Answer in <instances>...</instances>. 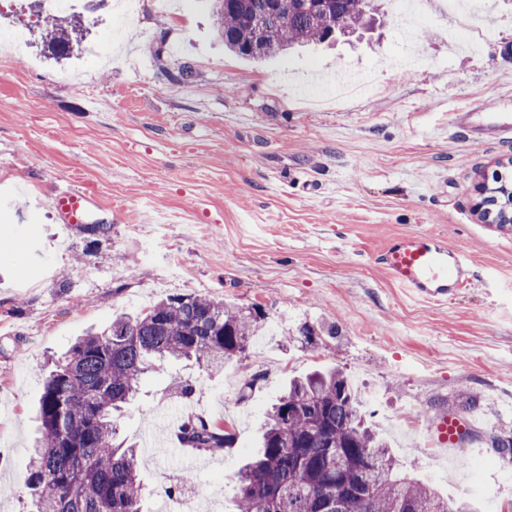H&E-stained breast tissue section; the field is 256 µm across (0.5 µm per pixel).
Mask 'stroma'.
<instances>
[{
	"label": "stroma",
	"instance_id": "35a3bbf8",
	"mask_svg": "<svg viewBox=\"0 0 512 512\" xmlns=\"http://www.w3.org/2000/svg\"><path fill=\"white\" fill-rule=\"evenodd\" d=\"M32 0H0V512H26L34 420L46 378L89 329L194 293L265 313L246 360L218 371L186 361L146 374L122 410L118 438L143 446L187 404L226 422L234 447L191 466L177 440L146 457L148 512L166 475L191 474L232 512L234 474L256 454L266 412L289 379L338 368L358 386L367 420L399 470L475 512H512V457L485 437H512V228L481 219L479 190L512 178V138L459 128L481 101L512 114V0H470L493 32L478 49L449 46L454 21L418 25L410 71L391 13L371 37L263 62L227 52L211 0H118L87 14L101 56L57 57L41 43ZM191 79L171 81L183 63ZM347 70L366 84L348 101L300 83ZM91 198L88 234L53 199ZM444 237L477 280L442 304L392 284L376 257L393 236ZM334 328L314 346L302 324ZM191 379V400L170 388ZM469 414L478 441L442 448L433 416ZM418 416L417 431L397 425Z\"/></svg>",
	"mask_w": 512,
	"mask_h": 512
}]
</instances>
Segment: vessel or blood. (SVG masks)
Wrapping results in <instances>:
<instances>
[{
  "label": "vessel or blood",
  "instance_id": "b4317fda",
  "mask_svg": "<svg viewBox=\"0 0 512 512\" xmlns=\"http://www.w3.org/2000/svg\"><path fill=\"white\" fill-rule=\"evenodd\" d=\"M88 196L58 194L54 199L57 212L71 223L82 220ZM386 276L411 295L429 302H443L448 296L471 285L476 277L472 265L461 260L457 249L445 239L407 234L391 239L378 255ZM440 444H455L459 434L470 428L466 416H440L431 423Z\"/></svg>",
  "mask_w": 512,
  "mask_h": 512
}]
</instances>
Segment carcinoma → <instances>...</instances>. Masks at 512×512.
I'll return each instance as SVG.
<instances>
[{"instance_id": "1", "label": "carcinoma", "mask_w": 512, "mask_h": 512, "mask_svg": "<svg viewBox=\"0 0 512 512\" xmlns=\"http://www.w3.org/2000/svg\"><path fill=\"white\" fill-rule=\"evenodd\" d=\"M267 14L271 36L258 53L251 20ZM374 0H213L214 28L224 47L262 61L325 42L326 19L349 36L374 23ZM41 39L63 56L87 34L77 15L45 14ZM265 313L195 294L120 315L70 348L46 379L39 403L40 438L29 455V512H145L139 449L115 443L114 413L132 401L142 377L166 360L206 369L246 357ZM236 437L216 422L184 421L185 448L214 453ZM386 442L365 425L362 401L344 372L293 379L267 413L258 456L236 474L234 512H472L429 485L397 475Z\"/></svg>"}]
</instances>
